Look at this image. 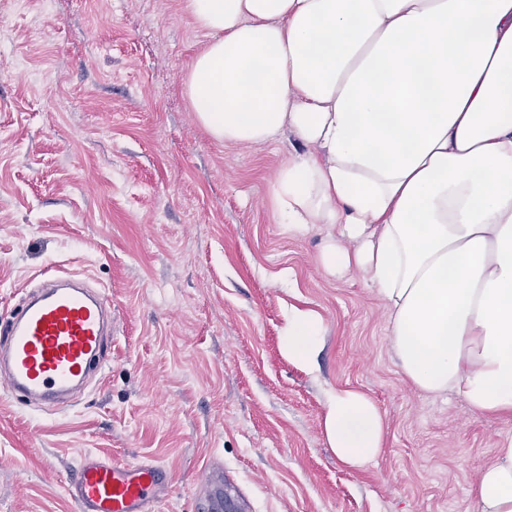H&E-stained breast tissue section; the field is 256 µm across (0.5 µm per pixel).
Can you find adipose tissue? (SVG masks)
Here are the masks:
<instances>
[{"label": "adipose tissue", "mask_w": 512, "mask_h": 512, "mask_svg": "<svg viewBox=\"0 0 512 512\" xmlns=\"http://www.w3.org/2000/svg\"><path fill=\"white\" fill-rule=\"evenodd\" d=\"M208 40L186 78L216 141L303 147L280 168V223L327 231L332 276L364 270L403 377L473 413H512V0H188ZM322 322L292 309L290 361L312 368ZM329 448L360 470L386 420L336 389ZM472 495L512 512V446Z\"/></svg>", "instance_id": "adipose-tissue-1"}]
</instances>
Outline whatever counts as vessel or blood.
<instances>
[{
	"instance_id": "vessel-or-blood-1",
	"label": "vessel or blood",
	"mask_w": 512,
	"mask_h": 512,
	"mask_svg": "<svg viewBox=\"0 0 512 512\" xmlns=\"http://www.w3.org/2000/svg\"><path fill=\"white\" fill-rule=\"evenodd\" d=\"M107 296L73 275H55L0 325V390L57 405L100 369L111 336ZM169 487L165 467L84 455L67 485L78 512H153Z\"/></svg>"
}]
</instances>
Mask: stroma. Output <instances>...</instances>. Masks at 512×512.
I'll return each mask as SVG.
<instances>
[{"label":"stroma","mask_w":512,"mask_h":512,"mask_svg":"<svg viewBox=\"0 0 512 512\" xmlns=\"http://www.w3.org/2000/svg\"><path fill=\"white\" fill-rule=\"evenodd\" d=\"M206 40L186 0H0V324L63 273L114 314L107 365L68 405L0 395V512H78L65 485L87 452L165 465L156 512H207L211 468L242 512H475L512 418L404 379L364 275L327 274L323 231L273 211L295 136L222 143L197 123L185 80ZM294 308L323 323L312 372L283 351ZM339 387L386 419L359 472L323 435Z\"/></svg>","instance_id":"1"}]
</instances>
